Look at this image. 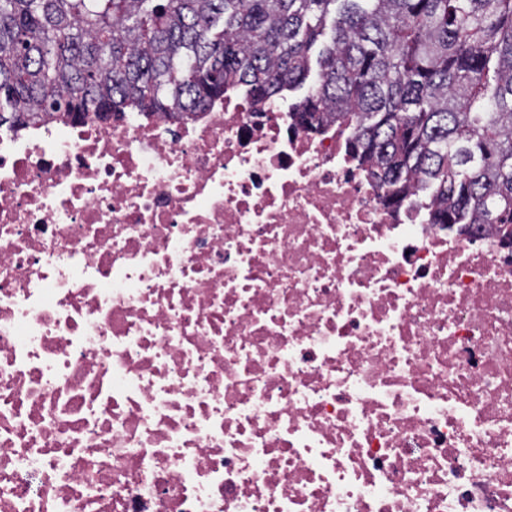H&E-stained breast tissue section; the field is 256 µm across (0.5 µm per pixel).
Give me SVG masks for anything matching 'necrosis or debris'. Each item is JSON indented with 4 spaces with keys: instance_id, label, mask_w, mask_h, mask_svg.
Returning a JSON list of instances; mask_svg holds the SVG:
<instances>
[{
    "instance_id": "1",
    "label": "necrosis or debris",
    "mask_w": 512,
    "mask_h": 512,
    "mask_svg": "<svg viewBox=\"0 0 512 512\" xmlns=\"http://www.w3.org/2000/svg\"><path fill=\"white\" fill-rule=\"evenodd\" d=\"M353 133L0 128V512H512V247Z\"/></svg>"
}]
</instances>
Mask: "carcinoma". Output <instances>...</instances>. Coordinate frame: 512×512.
<instances>
[{
  "instance_id": "obj_1",
  "label": "carcinoma",
  "mask_w": 512,
  "mask_h": 512,
  "mask_svg": "<svg viewBox=\"0 0 512 512\" xmlns=\"http://www.w3.org/2000/svg\"><path fill=\"white\" fill-rule=\"evenodd\" d=\"M355 123L348 150L432 224L512 245V0H0V127L263 102Z\"/></svg>"
}]
</instances>
